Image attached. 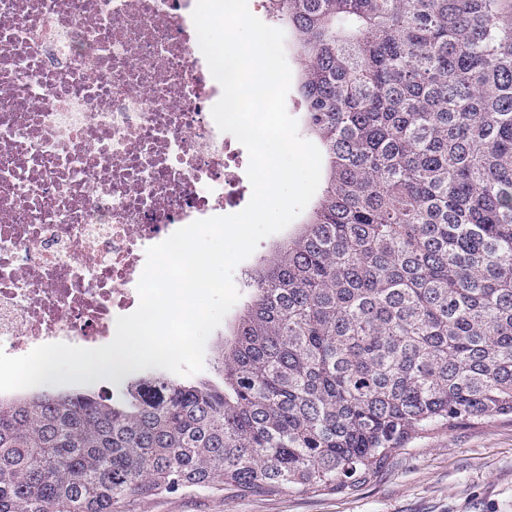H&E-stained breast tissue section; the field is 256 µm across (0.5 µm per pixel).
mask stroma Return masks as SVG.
<instances>
[{
    "label": "stroma",
    "mask_w": 512,
    "mask_h": 512,
    "mask_svg": "<svg viewBox=\"0 0 512 512\" xmlns=\"http://www.w3.org/2000/svg\"><path fill=\"white\" fill-rule=\"evenodd\" d=\"M137 512H512V420L482 419L423 434L358 491L219 498L183 491Z\"/></svg>",
    "instance_id": "1"
}]
</instances>
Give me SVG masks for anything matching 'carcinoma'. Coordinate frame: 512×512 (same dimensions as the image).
I'll return each instance as SVG.
<instances>
[{
  "instance_id": "1",
  "label": "carcinoma",
  "mask_w": 512,
  "mask_h": 512,
  "mask_svg": "<svg viewBox=\"0 0 512 512\" xmlns=\"http://www.w3.org/2000/svg\"><path fill=\"white\" fill-rule=\"evenodd\" d=\"M511 8L275 0L310 211L245 273L212 377L0 397V512L351 491L420 433L512 417ZM280 29H282L285 33L286 57H287L288 63L292 70V82H291V87H290V90H289L287 98H286V108H287L288 113L293 118H295L298 122L299 135L303 139L312 142L311 139L309 138V136L306 134V131L304 130V120H303L302 110L299 109V105H298L297 99H296L297 98V78H298V74H299V71L302 66L301 60L299 59V57L297 56L296 53H294L291 50L288 51V33L283 27H280ZM312 143H314V142H312Z\"/></svg>"
}]
</instances>
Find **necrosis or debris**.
<instances>
[{"instance_id":"necrosis-or-debris-1","label":"necrosis or debris","mask_w":512,"mask_h":512,"mask_svg":"<svg viewBox=\"0 0 512 512\" xmlns=\"http://www.w3.org/2000/svg\"><path fill=\"white\" fill-rule=\"evenodd\" d=\"M196 0H0V348L92 347L139 304L146 250L245 207L249 155Z\"/></svg>"}]
</instances>
